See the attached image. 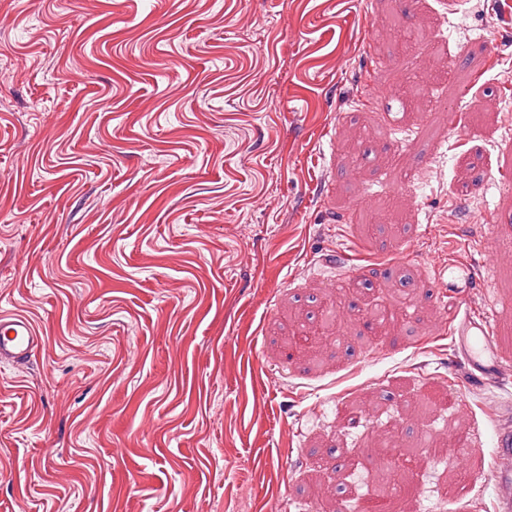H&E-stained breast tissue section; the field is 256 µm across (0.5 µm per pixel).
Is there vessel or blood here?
<instances>
[{
  "label": "vessel or blood",
  "instance_id": "obj_1",
  "mask_svg": "<svg viewBox=\"0 0 512 512\" xmlns=\"http://www.w3.org/2000/svg\"><path fill=\"white\" fill-rule=\"evenodd\" d=\"M456 331L469 337L470 345L461 354L468 363L476 390L499 385L505 365L487 316L464 314ZM40 346L32 324L23 317H0V363L27 362ZM502 425L496 431L497 448L493 480L497 488L496 512H512V412L501 411Z\"/></svg>",
  "mask_w": 512,
  "mask_h": 512
}]
</instances>
